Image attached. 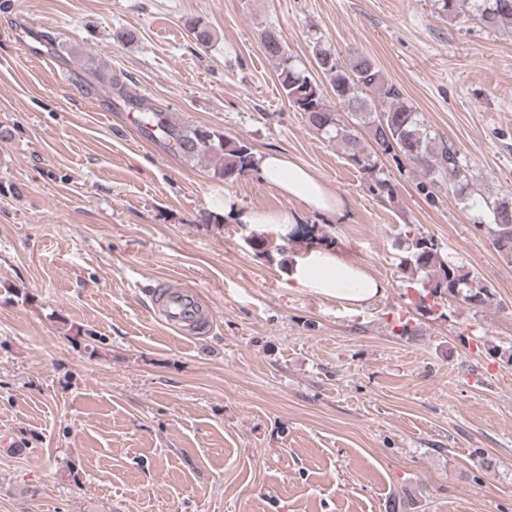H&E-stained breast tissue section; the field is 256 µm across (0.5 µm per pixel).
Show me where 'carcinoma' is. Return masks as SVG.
<instances>
[{"mask_svg":"<svg viewBox=\"0 0 512 512\" xmlns=\"http://www.w3.org/2000/svg\"><path fill=\"white\" fill-rule=\"evenodd\" d=\"M441 14L453 19L475 20L488 29L512 28V0H435ZM191 40L204 48L213 42L210 27L198 20L187 21ZM264 53L277 62L282 94L308 126L336 142L363 175L368 189L381 200H392L396 185L385 177L380 157L401 154L416 166L421 180L419 193L426 196L436 186H445L464 209L476 213L485 227L492 247L512 263V200L492 198L474 189L470 166L459 151L432 133L421 113L405 101L401 89L382 75L367 55L337 53L315 43V63L330 86L334 98L348 110L346 122L335 112L318 88V82L297 68L283 35L273 29L261 34ZM123 102L141 115L145 135L188 160L206 159L215 177L232 182L254 171L256 153L248 141L208 127L184 126L150 99L130 91L120 95ZM385 104L376 112L375 101ZM411 272L424 273L422 292L414 305L428 314L439 300H461L475 307L494 302V293L480 278L463 271L452 257L444 255L434 240L420 232L405 239Z\"/></svg>","mask_w":512,"mask_h":512,"instance_id":"obj_1","label":"carcinoma"}]
</instances>
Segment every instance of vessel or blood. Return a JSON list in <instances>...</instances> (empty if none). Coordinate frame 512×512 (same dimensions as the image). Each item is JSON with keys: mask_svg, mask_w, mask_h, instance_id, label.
Instances as JSON below:
<instances>
[{"mask_svg": "<svg viewBox=\"0 0 512 512\" xmlns=\"http://www.w3.org/2000/svg\"><path fill=\"white\" fill-rule=\"evenodd\" d=\"M156 316L175 333L194 337L198 329L212 321V311L203 309L199 292L183 283H163L153 293Z\"/></svg>", "mask_w": 512, "mask_h": 512, "instance_id": "1", "label": "vessel or blood"}]
</instances>
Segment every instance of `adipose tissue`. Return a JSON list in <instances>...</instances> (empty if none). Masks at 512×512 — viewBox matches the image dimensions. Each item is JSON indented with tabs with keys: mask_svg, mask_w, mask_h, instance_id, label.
Masks as SVG:
<instances>
[{
	"mask_svg": "<svg viewBox=\"0 0 512 512\" xmlns=\"http://www.w3.org/2000/svg\"><path fill=\"white\" fill-rule=\"evenodd\" d=\"M256 169L261 180L285 197L296 200L299 211H245L240 209L235 197L228 194L224 197L226 220L271 229L282 237L293 231L306 214L339 224L347 220V200L288 154L259 153ZM286 285L355 307L371 304L384 292L383 283L360 263L345 258L333 248L315 244L293 254Z\"/></svg>",
	"mask_w": 512,
	"mask_h": 512,
	"instance_id": "adipose-tissue-1",
	"label": "adipose tissue"
}]
</instances>
